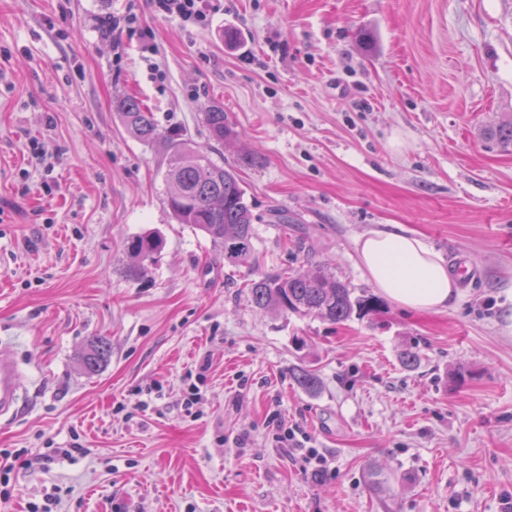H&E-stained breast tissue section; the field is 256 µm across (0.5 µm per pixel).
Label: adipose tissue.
Masks as SVG:
<instances>
[{"instance_id":"adipose-tissue-1","label":"adipose tissue","mask_w":512,"mask_h":512,"mask_svg":"<svg viewBox=\"0 0 512 512\" xmlns=\"http://www.w3.org/2000/svg\"><path fill=\"white\" fill-rule=\"evenodd\" d=\"M358 256L368 280L398 306L427 313L453 306L456 283L444 261L421 239L377 231L359 240Z\"/></svg>"}]
</instances>
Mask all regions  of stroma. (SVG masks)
Returning <instances> with one entry per match:
<instances>
[{
	"mask_svg": "<svg viewBox=\"0 0 512 512\" xmlns=\"http://www.w3.org/2000/svg\"><path fill=\"white\" fill-rule=\"evenodd\" d=\"M213 3L183 24L150 0H0V353L22 376L0 453L45 460L0 472V512H506L512 144L490 131L512 120V0ZM127 97L201 147L223 107L238 137L219 158L256 217L246 264L173 217L166 145L125 129ZM393 229L472 269L451 309L333 324L252 305L248 280L317 264L375 293L357 243ZM143 232L165 247L133 279ZM94 336L112 353L86 374Z\"/></svg>",
	"mask_w": 512,
	"mask_h": 512,
	"instance_id": "35a3bbf8",
	"label": "stroma"
}]
</instances>
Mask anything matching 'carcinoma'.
I'll use <instances>...</instances> for the list:
<instances>
[{"label": "carcinoma", "mask_w": 512, "mask_h": 512, "mask_svg": "<svg viewBox=\"0 0 512 512\" xmlns=\"http://www.w3.org/2000/svg\"><path fill=\"white\" fill-rule=\"evenodd\" d=\"M119 110L123 125L138 140L144 143L162 137L167 140L171 154L165 175L166 202L178 223L200 231L215 247L223 250L224 263L231 266L247 263L253 252L255 217L236 170L214 161L211 152L196 146L184 131H160L153 113L138 100L120 101ZM203 116L217 144L236 137L224 116V108L212 105ZM164 245L163 237L155 232L131 237L127 242V252L133 260L129 269L131 276H139L146 264L154 262ZM248 292L251 302L260 310L271 309L285 316L331 323L373 314L382 307L372 296L355 295L349 283L336 278L322 265L304 272L259 275L249 283ZM109 357L107 339L94 336L82 357V368L87 373H95ZM293 379L307 392L319 387V380L311 369H296Z\"/></svg>", "instance_id": "1"}]
</instances>
